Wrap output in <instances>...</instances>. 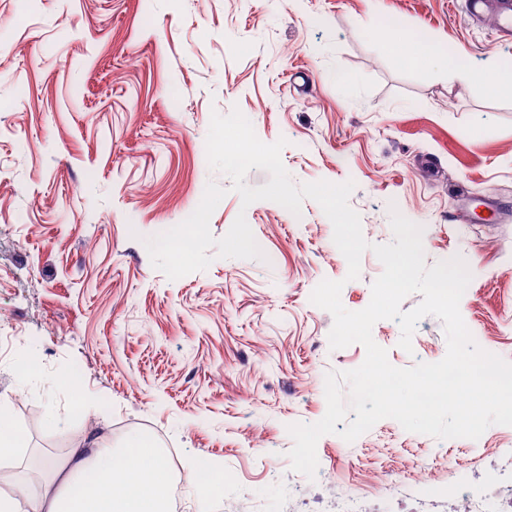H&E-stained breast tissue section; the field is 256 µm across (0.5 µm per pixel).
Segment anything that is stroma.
I'll use <instances>...</instances> for the list:
<instances>
[{
	"label": "stroma",
	"mask_w": 512,
	"mask_h": 512,
	"mask_svg": "<svg viewBox=\"0 0 512 512\" xmlns=\"http://www.w3.org/2000/svg\"><path fill=\"white\" fill-rule=\"evenodd\" d=\"M435 43L469 68L512 65V41L464 0H0V400L27 434L1 483L19 498L32 452L86 436L120 449L163 433L186 476L181 512H331L337 494L407 477L392 512H411L412 472L479 453L474 484L498 478L512 427L448 442L386 418L354 442L316 447L337 486L297 479L294 423L326 413L321 380L359 367L362 345L329 346L332 315L310 301L325 279L364 309L383 265L359 278L320 205L242 207L210 168L212 112L239 108L281 152L295 183L354 181L365 239L392 242L390 211L423 228L426 265L461 256L472 278L460 312L475 342L512 362V98L446 66L417 62L397 35ZM227 188L209 228L245 215L265 260L217 258L171 280L145 239L186 220L208 182ZM374 341L394 366L447 352L441 320L422 318L412 352L394 320ZM79 368L88 409L60 381ZM231 469L200 493L192 473Z\"/></svg>",
	"instance_id": "obj_1"
}]
</instances>
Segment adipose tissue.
Returning a JSON list of instances; mask_svg holds the SVG:
<instances>
[{"label":"adipose tissue","mask_w":512,"mask_h":512,"mask_svg":"<svg viewBox=\"0 0 512 512\" xmlns=\"http://www.w3.org/2000/svg\"><path fill=\"white\" fill-rule=\"evenodd\" d=\"M160 457L148 444L117 451L89 441L71 449L64 466L46 462L58 486L40 494L32 512H169L163 490L171 473ZM77 484L84 487L78 495L72 492Z\"/></svg>","instance_id":"1"}]
</instances>
